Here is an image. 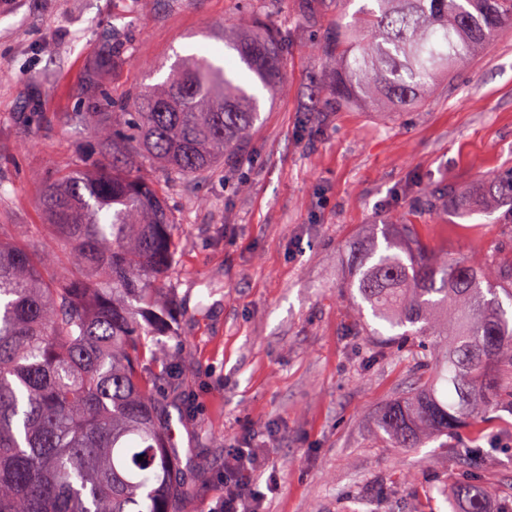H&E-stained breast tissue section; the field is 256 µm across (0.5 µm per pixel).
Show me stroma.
<instances>
[{"instance_id": "35a3bbf8", "label": "stroma", "mask_w": 512, "mask_h": 512, "mask_svg": "<svg viewBox=\"0 0 512 512\" xmlns=\"http://www.w3.org/2000/svg\"><path fill=\"white\" fill-rule=\"evenodd\" d=\"M368 0H325L315 23L297 0H0V224H37L48 170L70 167L94 137L84 127L21 123L20 112L80 109V78L106 50L127 63L102 77L121 98L175 54L224 50L232 19L285 29V79L260 92L261 120L242 160L166 191L178 254L156 292L177 294L193 420L170 407L184 465L197 475L182 512H210L224 488V451H267L264 512H463L470 478L487 512H512V409L404 451L377 432L381 407L411 364L363 335L349 293V243L376 224L415 225L443 257L482 262L512 251V201L484 205V177L512 173V32L466 59L402 112L354 103L318 111L335 73L314 51L322 31ZM455 192L456 209L427 210ZM481 454L463 468L460 454Z\"/></svg>"}]
</instances>
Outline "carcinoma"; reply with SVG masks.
Masks as SVG:
<instances>
[{"label": "carcinoma", "instance_id": "1", "mask_svg": "<svg viewBox=\"0 0 512 512\" xmlns=\"http://www.w3.org/2000/svg\"><path fill=\"white\" fill-rule=\"evenodd\" d=\"M319 41L340 60L325 105L382 103L401 112L506 29L512 0H370ZM224 44L240 66L179 56L160 83L119 100L98 70L124 59L117 45L81 77L86 107L57 121L92 130L96 155L43 179L46 224H0V512H181L197 476L184 470L158 393L184 392L171 364L175 334L153 311L152 291L175 264L176 225L165 194L137 172L160 167L170 183L238 162L260 120L256 90L278 88L289 44L260 27ZM512 176L487 179L495 200ZM49 228L61 249L38 245ZM378 241L350 246V288L367 336L404 342L414 365L407 390L380 410L390 448H420L512 404V256L480 264L438 258L412 224H386ZM377 326H372L367 316ZM143 460H138V457ZM468 512L486 489L462 488Z\"/></svg>", "mask_w": 512, "mask_h": 512}]
</instances>
